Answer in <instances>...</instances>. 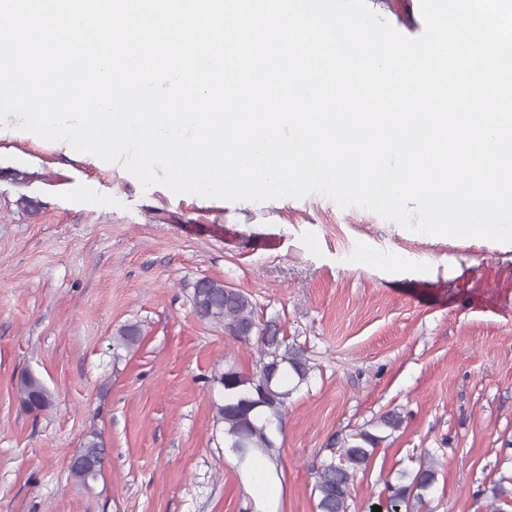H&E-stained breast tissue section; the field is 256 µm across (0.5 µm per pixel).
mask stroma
Here are the masks:
<instances>
[{"instance_id":"obj_1","label":"stroma","mask_w":512,"mask_h":512,"mask_svg":"<svg viewBox=\"0 0 512 512\" xmlns=\"http://www.w3.org/2000/svg\"><path fill=\"white\" fill-rule=\"evenodd\" d=\"M401 33L419 0H367ZM209 277L247 293L313 370L277 436V512H316L338 440L381 441L349 512L386 481L440 463L414 512H491L512 486V244L410 232L310 194L230 202L142 187L123 167L0 125V512H254L224 447L211 376L254 371L256 347L189 301ZM141 329L132 349L116 337ZM41 379L45 410L21 406ZM400 413L393 433L379 418ZM108 451L89 486L68 477L89 440ZM19 393L25 409L30 412H39L48 408L52 403V396L43 382L32 374H26L19 381Z\"/></svg>"}]
</instances>
